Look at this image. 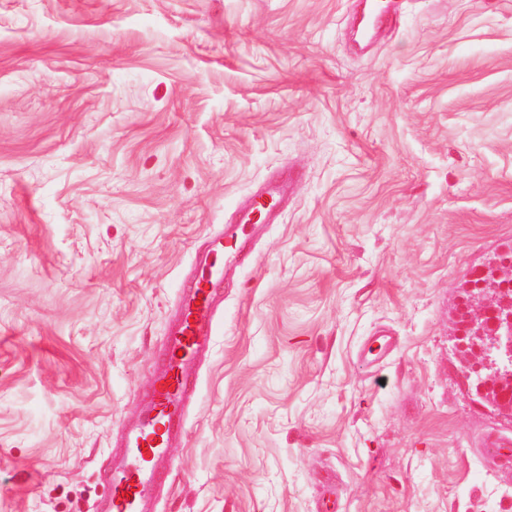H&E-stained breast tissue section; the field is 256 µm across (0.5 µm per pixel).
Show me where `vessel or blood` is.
<instances>
[{
  "label": "vessel or blood",
  "mask_w": 512,
  "mask_h": 512,
  "mask_svg": "<svg viewBox=\"0 0 512 512\" xmlns=\"http://www.w3.org/2000/svg\"><path fill=\"white\" fill-rule=\"evenodd\" d=\"M356 15L369 27L389 19V9L379 0H354ZM282 191L268 188L255 195L239 211L238 221L225 225L212 237L199 260L200 272L180 303V318L165 339V362L156 373L153 412L130 427L122 437L125 453L112 466L108 512H143L160 478L156 467L173 436L183 428L184 401L188 393L185 370L198 359L211 336L212 316L222 286L225 262L246 263L251 250L246 226L256 215H272Z\"/></svg>",
  "instance_id": "vessel-or-blood-1"
}]
</instances>
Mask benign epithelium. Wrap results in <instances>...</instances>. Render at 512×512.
Returning a JSON list of instances; mask_svg holds the SVG:
<instances>
[{
  "label": "benign epithelium",
  "mask_w": 512,
  "mask_h": 512,
  "mask_svg": "<svg viewBox=\"0 0 512 512\" xmlns=\"http://www.w3.org/2000/svg\"><path fill=\"white\" fill-rule=\"evenodd\" d=\"M492 278L478 285L468 284L489 295L479 313L465 315L456 341L463 350L475 349V357L465 366L464 381L469 390L482 397L493 386L512 383V260L499 257L494 267L483 269Z\"/></svg>",
  "instance_id": "7a95c632"
}]
</instances>
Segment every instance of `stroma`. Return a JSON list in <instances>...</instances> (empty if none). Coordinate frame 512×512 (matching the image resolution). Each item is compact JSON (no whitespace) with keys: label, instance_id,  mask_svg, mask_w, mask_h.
Instances as JSON below:
<instances>
[{"label":"stroma","instance_id":"obj_1","mask_svg":"<svg viewBox=\"0 0 512 512\" xmlns=\"http://www.w3.org/2000/svg\"><path fill=\"white\" fill-rule=\"evenodd\" d=\"M0 0V512H103L195 254L220 293L153 512H512L454 347L512 244V0ZM388 333L394 352L366 343ZM356 16L369 27H378L390 20L389 5H381L378 1L354 0Z\"/></svg>","mask_w":512,"mask_h":512}]
</instances>
